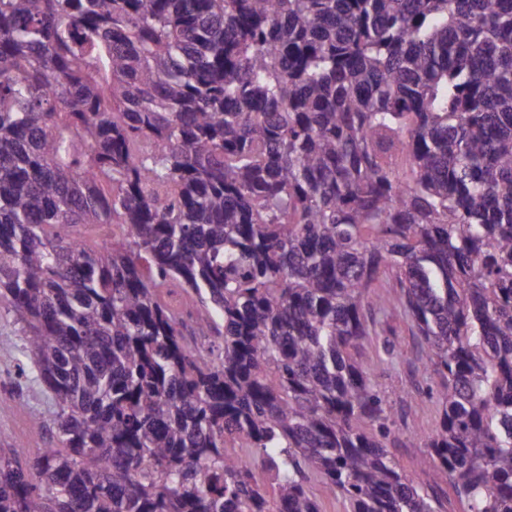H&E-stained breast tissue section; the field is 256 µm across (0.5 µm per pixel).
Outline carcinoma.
<instances>
[{"instance_id": "1", "label": "carcinoma", "mask_w": 512, "mask_h": 512, "mask_svg": "<svg viewBox=\"0 0 512 512\" xmlns=\"http://www.w3.org/2000/svg\"><path fill=\"white\" fill-rule=\"evenodd\" d=\"M0 301L59 405L0 512H512V0H0ZM383 341L392 345L394 359L378 370L377 380L391 407L396 431L422 440L440 423L439 405L421 394L431 385L430 374L423 368L424 344L397 315L388 319L386 336H378L376 343ZM388 451L404 474L416 483L424 484L426 482L433 464L428 448L408 445V447L390 448Z\"/></svg>"}]
</instances>
